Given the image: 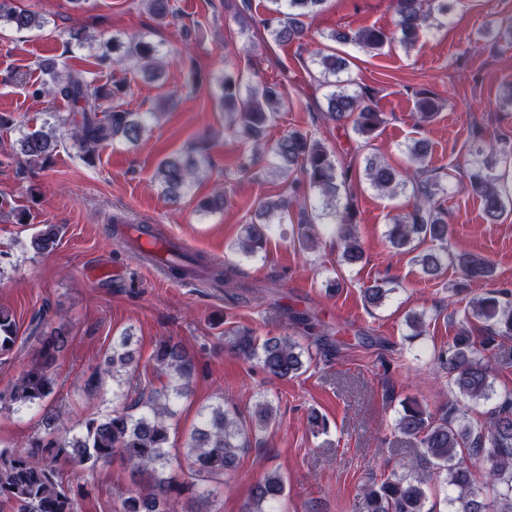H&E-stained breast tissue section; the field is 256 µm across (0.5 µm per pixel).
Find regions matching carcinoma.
I'll return each instance as SVG.
<instances>
[{
    "instance_id": "carcinoma-1",
    "label": "carcinoma",
    "mask_w": 512,
    "mask_h": 512,
    "mask_svg": "<svg viewBox=\"0 0 512 512\" xmlns=\"http://www.w3.org/2000/svg\"><path fill=\"white\" fill-rule=\"evenodd\" d=\"M143 2L160 20L173 14L171 0ZM325 2L268 0L269 17L258 22L252 16V0H224V10L243 31L259 23L276 44L302 43L309 39L306 19L318 14ZM393 9L397 17L393 33L376 28L334 31L328 39L380 50L397 38L408 47L424 29L441 24L439 17L448 14V0H393ZM46 24L45 17L19 7L16 0H0V29L23 31L41 29ZM164 58L158 45L144 39H114L97 56L100 64L108 68L131 61L148 78L159 77ZM314 63L319 69L320 85L327 89L324 117L336 122L349 119L356 134L370 139L385 123L374 94L369 89H349L352 80L340 76L348 68L347 59L320 49L315 52ZM39 68L45 78L34 85L33 95L65 100L70 112L65 118L55 115L53 121L21 132L14 151L18 163L43 166L49 162L61 142L56 135L59 126L67 129L79 155L88 160L108 142L119 140L134 145L141 139L145 131L143 114L104 109V102L122 90L121 82L108 89L78 72L59 69L53 59L42 61ZM243 89L239 73L227 70L217 92L225 124L254 146L253 155L239 158L236 172L249 171L264 152L270 157L272 173L286 179L299 168L303 179L289 181L286 196L258 201L257 221L243 226L236 250L247 258L257 256L265 247L271 224L282 221L289 208L297 204L303 213H311L302 220V247L309 250L317 244L312 223L321 219L336 226L342 241L341 261L348 266L360 262L364 252L351 223L352 214L348 206H339L342 194L350 190L351 166L340 161L322 141L300 131L286 133L265 149V127L276 119L284 105V95L277 85L262 82L248 85L244 96ZM427 154L422 140L408 147L409 159L417 166L412 174L377 156L365 158L364 175L373 188L391 197L409 188L415 199L410 210L392 218L386 238L392 248L406 253L414 252L421 243H431L427 252L413 257L431 278L438 277L450 263L470 281H488L493 278L494 269L486 258L473 253H448L449 227L438 205L440 185L424 166ZM209 166L202 148L170 154L156 170L161 193L170 202L180 203ZM465 168L469 169L465 188L480 197L491 220L498 219L512 206V189L501 184L478 158L467 160ZM58 234L57 226L45 225L31 236L28 247L37 254L49 252L57 245ZM164 264L173 279L205 277L226 284L230 281L226 269L198 253L171 250ZM392 292L376 282L363 289V297L368 306L377 308ZM470 319L489 323L488 336L478 341L463 330L448 343V348L433 352L432 361L437 370L447 374L456 397L478 404L492 399V363L512 341V303L501 301L496 291L475 296L464 309V320ZM35 332L40 343L39 359L15 382L0 389V411L19 412L39 406L55 389L57 357L68 345L69 336L64 327L51 329L45 320L35 327ZM17 341L12 314L0 309V358L10 354ZM319 342L316 338L301 344L290 336L261 340L251 330L239 328L224 335L225 349L257 362L265 373L280 379L300 374L305 366L302 357L312 358V346ZM151 359L169 377L165 390L131 395L127 375L133 370L134 357L122 339L112 344V353L93 369L84 384L86 394L94 396L101 388L102 377H111L116 385L112 390V410L79 421V433L72 438L68 437L71 429L58 417L48 415L43 433L32 437L25 447H1L0 504H9L14 512H80L79 496L65 486L59 462L64 460L72 468L91 474L117 454L131 474L140 478V488L123 496L120 512H177L178 498L192 490L196 501L207 504L213 493L211 485L220 484L224 475L234 471L248 450L249 428L266 429L274 422L273 408L270 402L259 401L248 424L233 409L221 405L212 408L190 434L185 453L189 475L181 481L178 471L182 470V463L171 453L169 420L176 414L177 399L193 382L196 365L193 355L170 341L160 342ZM498 397L502 404L476 425L458 419L455 403L435 416L415 401L403 402L395 427L401 434L420 441L430 467L419 471L407 465L403 472H393L364 487L365 512H435L426 508V488L433 482L446 487L449 512H512V390L506 388ZM468 458L482 463L483 484L474 482ZM166 468L174 474L164 476L162 470ZM285 491L280 473L267 472L252 485L243 512H280Z\"/></svg>"
}]
</instances>
